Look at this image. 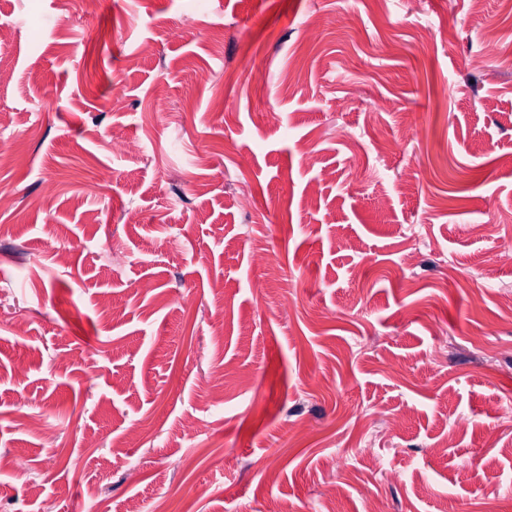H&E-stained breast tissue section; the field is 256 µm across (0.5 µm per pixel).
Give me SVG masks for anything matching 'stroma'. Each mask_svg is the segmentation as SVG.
<instances>
[{"mask_svg": "<svg viewBox=\"0 0 512 512\" xmlns=\"http://www.w3.org/2000/svg\"><path fill=\"white\" fill-rule=\"evenodd\" d=\"M0 29V512H512L499 0Z\"/></svg>", "mask_w": 512, "mask_h": 512, "instance_id": "obj_1", "label": "stroma"}]
</instances>
